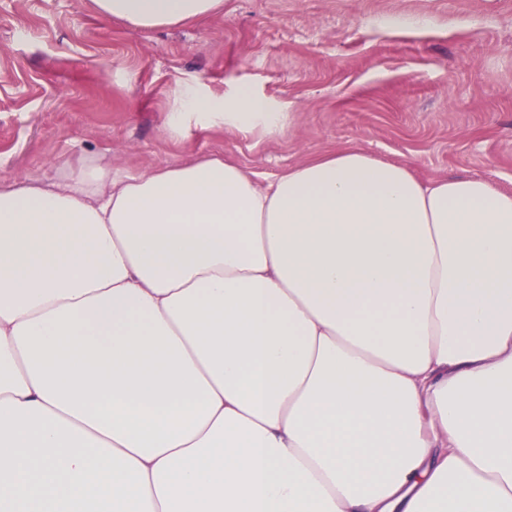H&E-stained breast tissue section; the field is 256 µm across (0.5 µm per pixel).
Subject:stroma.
<instances>
[{
  "mask_svg": "<svg viewBox=\"0 0 512 512\" xmlns=\"http://www.w3.org/2000/svg\"><path fill=\"white\" fill-rule=\"evenodd\" d=\"M184 82L248 86L293 123L168 140ZM347 146L424 179L512 189V0H224L223 14L156 30L89 0H0V178L88 152L136 173L219 149L270 179Z\"/></svg>",
  "mask_w": 512,
  "mask_h": 512,
  "instance_id": "35a3bbf8",
  "label": "stroma"
}]
</instances>
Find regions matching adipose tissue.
Wrapping results in <instances>:
<instances>
[{"instance_id":"ef3b65f1","label":"adipose tissue","mask_w":512,"mask_h":512,"mask_svg":"<svg viewBox=\"0 0 512 512\" xmlns=\"http://www.w3.org/2000/svg\"><path fill=\"white\" fill-rule=\"evenodd\" d=\"M166 111L291 124L244 86ZM0 512H512V192L357 148L0 179Z\"/></svg>"}]
</instances>
